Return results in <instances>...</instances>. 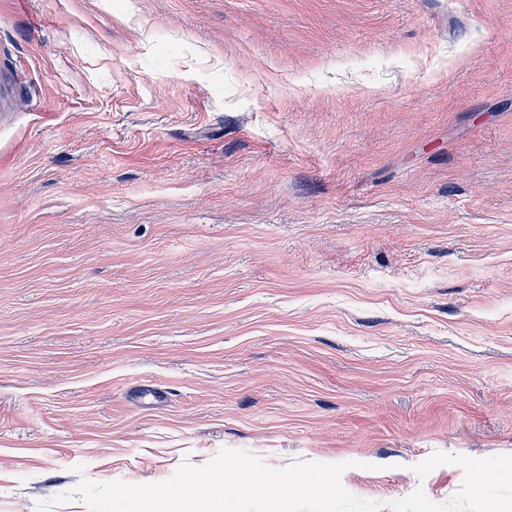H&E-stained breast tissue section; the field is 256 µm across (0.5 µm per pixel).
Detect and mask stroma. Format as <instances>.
<instances>
[{"label":"stroma","instance_id":"stroma-1","mask_svg":"<svg viewBox=\"0 0 512 512\" xmlns=\"http://www.w3.org/2000/svg\"><path fill=\"white\" fill-rule=\"evenodd\" d=\"M225 448L512 455V0H0V512Z\"/></svg>","mask_w":512,"mask_h":512}]
</instances>
